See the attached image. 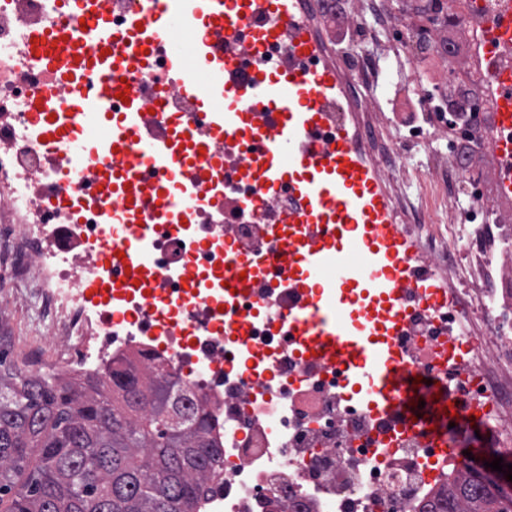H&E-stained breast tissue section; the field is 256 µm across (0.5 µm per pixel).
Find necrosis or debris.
Wrapping results in <instances>:
<instances>
[{
  "mask_svg": "<svg viewBox=\"0 0 512 512\" xmlns=\"http://www.w3.org/2000/svg\"><path fill=\"white\" fill-rule=\"evenodd\" d=\"M507 0H440L439 16L460 18L478 44L453 72H466L481 90L488 117L477 129L492 153L495 88L487 42ZM380 0L374 17L358 16L346 42L325 53L343 89L348 132L382 184L398 181L406 166L405 134L370 122L368 89L380 76L370 31L388 12ZM33 16L44 27L71 25L63 0H0V222L15 238L0 245V264L13 280L36 276L50 319L46 341L62 369L165 359L180 387L205 404L213 437L224 448V483L203 512H418L463 467L430 464L429 449L406 442L385 445L349 380L332 361L308 360L293 335L286 286L297 268L283 265L278 243L259 256L239 255L251 286L226 293L225 240L250 241L255 224L272 212L289 213L288 196L262 192L247 172L255 148L225 145L214 128L194 131L204 152L182 153L168 174L170 205L141 211L132 204L130 180L107 181L92 166L109 149L94 114L75 123L67 112L71 88L46 72L30 49ZM159 59L133 79L145 89L155 121L181 123L167 111L184 81H158ZM58 119L74 124L86 160L76 163L49 142L32 119L45 98ZM418 202L405 192L384 196L390 223L421 245V262L435 276L453 273L448 305L409 308L410 333L392 342L418 350L422 376L458 380L469 406L482 411L489 448L512 456V304L497 289L475 282L473 270L492 275L512 258V207L489 204V190L470 175L455 151L420 169ZM238 198L250 220H217L226 197ZM136 237L141 267L116 275L100 255ZM108 297L95 303L92 287ZM434 475H427L428 467Z\"/></svg>",
  "mask_w": 512,
  "mask_h": 512,
  "instance_id": "4bbe7bcc",
  "label": "necrosis or debris"
}]
</instances>
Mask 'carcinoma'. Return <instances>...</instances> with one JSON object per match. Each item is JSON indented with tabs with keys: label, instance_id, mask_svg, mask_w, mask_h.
<instances>
[{
	"label": "carcinoma",
	"instance_id": "cac0c4a2",
	"mask_svg": "<svg viewBox=\"0 0 512 512\" xmlns=\"http://www.w3.org/2000/svg\"><path fill=\"white\" fill-rule=\"evenodd\" d=\"M213 425L161 363L63 382L0 371V512H201L224 478ZM419 512H512V493L468 468Z\"/></svg>",
	"mask_w": 512,
	"mask_h": 512
}]
</instances>
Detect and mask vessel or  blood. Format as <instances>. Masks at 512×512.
<instances>
[{
  "instance_id": "1",
  "label": "vessel or blood",
  "mask_w": 512,
  "mask_h": 512,
  "mask_svg": "<svg viewBox=\"0 0 512 512\" xmlns=\"http://www.w3.org/2000/svg\"><path fill=\"white\" fill-rule=\"evenodd\" d=\"M96 2L67 0L74 24L59 29L35 26L31 50L44 67L69 78L72 112L111 113L110 137L117 157L106 161L108 172H115L117 160H124L127 171L139 174L137 196L158 195L163 169L172 167L174 156L182 153L191 136L187 127L149 123L137 88L124 83L144 64L148 52L174 41L169 19L178 16L184 25L204 28L193 42L192 58L210 82L201 85L190 79L184 88L194 117L235 144L255 140L262 128H269L272 138L266 141L263 163L253 176L268 191L279 192L286 183L298 194L301 209L292 213L291 221L300 224L299 234L306 239L302 247L315 262H322L347 239L363 248L358 265L337 268V287L363 298L382 294L397 302L410 291L426 302L442 300V286L431 274L407 273L415 262V244L386 218L374 174L346 131L336 73L322 60L316 32L299 13L298 0H112L113 11L125 17L120 28L96 14ZM247 39L256 46L285 44L290 53L272 66L258 60L241 67L237 59ZM299 57L316 59V68L297 70ZM89 71L100 77L93 91L84 82ZM494 77L499 186L503 197L511 199L512 69L496 70ZM122 91L127 94L124 110L111 112V102ZM218 96L224 97L227 108L205 109V101ZM34 118L49 140L82 159L83 149L66 126L45 112ZM101 258L127 268L142 263L132 239L107 249ZM319 311V304H311L308 318L297 322L311 339L306 355L333 360L353 351L358 357L353 379L371 388L375 414L399 422L394 443L414 434L435 456L462 459V452L448 444V426L456 424L469 435L482 430L475 409L459 405L447 385L417 380L415 360L390 356L381 347L365 350L346 325L322 329L316 321ZM452 410L457 413L453 419L448 416Z\"/></svg>"
}]
</instances>
